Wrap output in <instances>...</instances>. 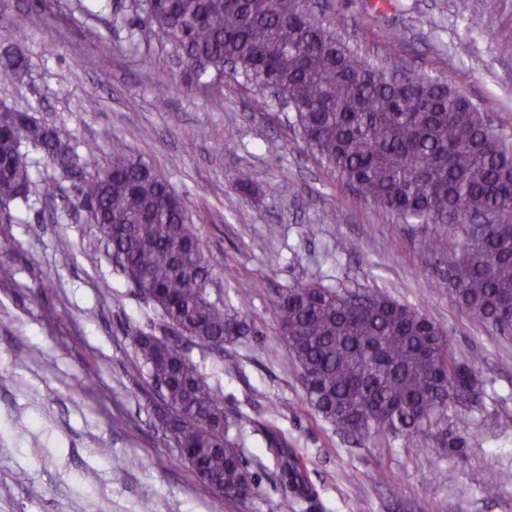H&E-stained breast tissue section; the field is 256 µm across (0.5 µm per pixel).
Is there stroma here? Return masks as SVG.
<instances>
[{
	"label": "stroma",
	"mask_w": 512,
	"mask_h": 512,
	"mask_svg": "<svg viewBox=\"0 0 512 512\" xmlns=\"http://www.w3.org/2000/svg\"><path fill=\"white\" fill-rule=\"evenodd\" d=\"M88 2L0 0V56L20 46L28 61L22 81H0V102L71 144L99 146L73 170L31 150L48 190L0 213V512H57L61 502L67 512H356L360 503L367 512H512V429L500 426L512 418V335L455 300L447 254L423 247L442 226L376 211L307 148L294 112L275 102L252 111L255 90L240 75L202 90L131 0L92 14ZM321 17L371 59L383 34L399 31L385 72L447 80L512 143V0H329ZM116 139L191 202L212 299L231 310L237 293L251 295L256 335L189 351L225 410L251 419L247 499L216 496L163 434L152 381L126 338L161 316L74 200V184L108 163ZM325 210L333 223H320ZM62 237L70 251L59 250ZM307 282L388 292L440 323L457 358L476 360L483 393L462 452L428 437L411 448L383 434L358 442L314 417L272 307ZM271 429L306 459L307 499L282 483ZM474 471L494 480L495 496L471 482Z\"/></svg>",
	"instance_id": "1"
}]
</instances>
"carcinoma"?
Masks as SVG:
<instances>
[{
  "instance_id": "carcinoma-1",
  "label": "carcinoma",
  "mask_w": 512,
  "mask_h": 512,
  "mask_svg": "<svg viewBox=\"0 0 512 512\" xmlns=\"http://www.w3.org/2000/svg\"><path fill=\"white\" fill-rule=\"evenodd\" d=\"M138 20L172 34L197 84L214 86L228 61L257 89L252 111L269 106L267 88L296 112L302 138L319 160L377 210L406 223L451 224L461 263L452 293L479 320L512 335V144L446 81L393 77L351 51L306 0H133ZM23 55L0 59V78L21 80ZM69 168L79 155L27 110L0 105V203L42 194L28 146ZM93 211L112 260L160 310V329L139 326L126 339L148 367L160 399L161 430L208 486L245 499L254 484L241 435L247 418L224 413V397L184 342L222 347L254 335L246 314L211 300V273L188 216V200L123 142L96 174L75 186ZM280 338L300 368L311 412L344 434L411 441L454 411L455 430L438 444L457 452L479 391L473 367L457 359L447 332L424 311L389 293L297 284L272 301ZM289 489L306 494V460L271 444Z\"/></svg>"
}]
</instances>
